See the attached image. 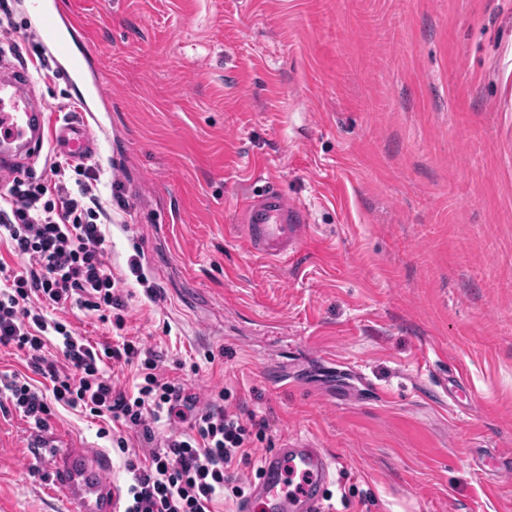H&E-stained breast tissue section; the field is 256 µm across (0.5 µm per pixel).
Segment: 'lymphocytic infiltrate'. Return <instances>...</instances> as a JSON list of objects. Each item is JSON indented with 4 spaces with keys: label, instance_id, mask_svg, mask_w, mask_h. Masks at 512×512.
<instances>
[{
    "label": "lymphocytic infiltrate",
    "instance_id": "f902f5d3",
    "mask_svg": "<svg viewBox=\"0 0 512 512\" xmlns=\"http://www.w3.org/2000/svg\"><path fill=\"white\" fill-rule=\"evenodd\" d=\"M100 178L98 164L63 158L49 175L13 178L0 193V240L29 262L20 270L0 262V347L23 352L49 385L43 391L12 377L4 384L8 400L41 432L55 402L100 419V437H113L125 455L124 512H214L225 491L243 497L242 487L230 486V471L251 460L255 441L271 429L269 419L227 410L221 392L197 409L179 383L163 376L162 355L140 340L124 337L98 349L49 315L74 303L125 327L127 304L103 230L108 214L94 192ZM52 343L59 359L46 355ZM117 364L134 368L132 388L114 384ZM164 417L188 422L189 430L145 455L110 434V424L118 423L149 443L153 424Z\"/></svg>",
    "mask_w": 512,
    "mask_h": 512
}]
</instances>
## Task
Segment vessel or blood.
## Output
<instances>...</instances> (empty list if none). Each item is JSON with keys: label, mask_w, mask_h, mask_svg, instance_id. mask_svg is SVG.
<instances>
[{"label": "vessel or blood", "mask_w": 512, "mask_h": 512, "mask_svg": "<svg viewBox=\"0 0 512 512\" xmlns=\"http://www.w3.org/2000/svg\"><path fill=\"white\" fill-rule=\"evenodd\" d=\"M32 2L38 18L35 32L51 56L69 63L72 80L88 86L89 101L104 99L101 75L90 74L87 59L74 56L60 31L62 19L55 4L51 0ZM33 83L29 73L0 68V178L12 175V157L40 148L47 140L56 152L75 161L94 157L99 150L88 123L52 121L34 101ZM242 212L247 249L276 262L294 258L310 232L305 208L274 187L245 197ZM50 456L53 487L65 499L68 512H120L119 492L104 476L110 465L107 457L87 448L54 449ZM331 465L330 456L313 443L299 438L284 443L263 458L261 477L252 486L245 512H252L257 501L266 512H319L332 476Z\"/></svg>", "instance_id": "obj_1"}]
</instances>
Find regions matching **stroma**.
Masks as SVG:
<instances>
[{
  "label": "stroma",
  "instance_id": "35a3bbf8",
  "mask_svg": "<svg viewBox=\"0 0 512 512\" xmlns=\"http://www.w3.org/2000/svg\"><path fill=\"white\" fill-rule=\"evenodd\" d=\"M59 2L106 78L127 335L272 423L236 484L298 437L332 458L325 512H512V0ZM50 67L63 114L85 89ZM272 180L311 224L285 264L243 242ZM52 413L123 485L98 422ZM31 442L0 410V512H67Z\"/></svg>",
  "mask_w": 512,
  "mask_h": 512
}]
</instances>
